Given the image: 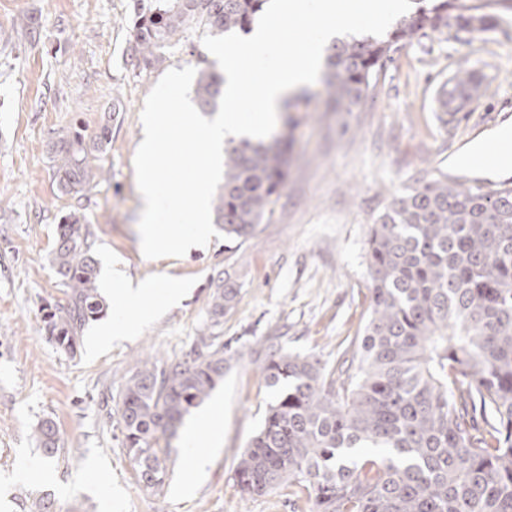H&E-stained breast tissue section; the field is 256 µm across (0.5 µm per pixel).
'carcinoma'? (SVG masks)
Listing matches in <instances>:
<instances>
[{
  "label": "carcinoma",
  "instance_id": "obj_1",
  "mask_svg": "<svg viewBox=\"0 0 512 512\" xmlns=\"http://www.w3.org/2000/svg\"><path fill=\"white\" fill-rule=\"evenodd\" d=\"M268 0H130L132 65L148 69L186 31L248 34ZM382 36H349L327 48L325 84L335 112H360L371 81L401 47L429 35L471 45L497 19L470 0H413ZM195 98L214 112L224 74L192 48ZM478 92L465 66L439 93L443 125ZM112 136L106 112L91 139L75 131L52 143L58 191L80 199L106 174ZM285 148L243 140L227 152L214 200L225 236L245 239L286 185ZM93 234L74 210L58 225L51 264L65 298L46 306L49 341L73 357L106 300L96 281ZM371 315L360 351H342L327 371L310 357L271 353L272 389L262 425L235 470L246 496L288 481L316 512H512V182L493 188L443 175L393 196L368 234ZM214 285L210 316L221 325L236 290ZM193 357L145 361L120 392L123 447L140 485L157 493L169 476L175 435L190 409L224 379V345L211 332ZM42 454L60 452L51 420L37 428ZM381 448L378 460L350 463V448Z\"/></svg>",
  "mask_w": 512,
  "mask_h": 512
}]
</instances>
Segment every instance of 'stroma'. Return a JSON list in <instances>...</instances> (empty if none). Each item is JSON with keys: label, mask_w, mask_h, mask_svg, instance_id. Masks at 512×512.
Listing matches in <instances>:
<instances>
[{"label": "stroma", "mask_w": 512, "mask_h": 512, "mask_svg": "<svg viewBox=\"0 0 512 512\" xmlns=\"http://www.w3.org/2000/svg\"><path fill=\"white\" fill-rule=\"evenodd\" d=\"M478 2L498 17L497 29L470 46L436 36L405 45L373 79L363 111H327L319 80L299 110L279 113L274 133L290 143L286 186L246 241L216 238L203 252L148 259L133 165L140 115L167 71L191 66L198 32L141 70L130 61L129 0H0V512H21L45 495L51 512H314L297 486L253 497L236 486L238 461L272 398L262 367L274 343L329 367L339 350H357L371 315L368 229L394 195L443 174L484 185L512 180L492 163L460 161L512 127V0ZM30 16L40 20L34 34L24 25ZM462 63L481 89L445 125L439 91ZM109 110L107 178L81 201L95 258L131 280L187 293L138 336L96 353L84 343L72 357L43 330L42 305L63 298L50 259L72 205L55 188L48 148L77 127L94 135ZM220 273L237 290L219 328L234 356L209 396L222 404L221 445L187 490L173 436L170 478L152 495L122 445L119 392L145 358L188 359L210 324V281ZM46 418L60 431L53 461L35 438Z\"/></svg>", "instance_id": "stroma-1"}]
</instances>
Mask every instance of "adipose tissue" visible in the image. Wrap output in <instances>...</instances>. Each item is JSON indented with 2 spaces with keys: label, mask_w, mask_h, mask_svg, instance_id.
Masks as SVG:
<instances>
[{
  "label": "adipose tissue",
  "mask_w": 512,
  "mask_h": 512,
  "mask_svg": "<svg viewBox=\"0 0 512 512\" xmlns=\"http://www.w3.org/2000/svg\"><path fill=\"white\" fill-rule=\"evenodd\" d=\"M106 294L118 316L111 323L103 325L96 336L91 338L90 347L94 350L109 347L113 341L135 335L140 324L154 313L148 301L155 291L145 284L136 285L116 277L108 285ZM202 429L208 431L211 445H218L221 438L220 430L206 414L199 416L193 428L185 432L184 453L187 457V474L191 477L202 474L209 462L207 453L201 451L197 441V433Z\"/></svg>",
  "instance_id": "adipose-tissue-1"
}]
</instances>
